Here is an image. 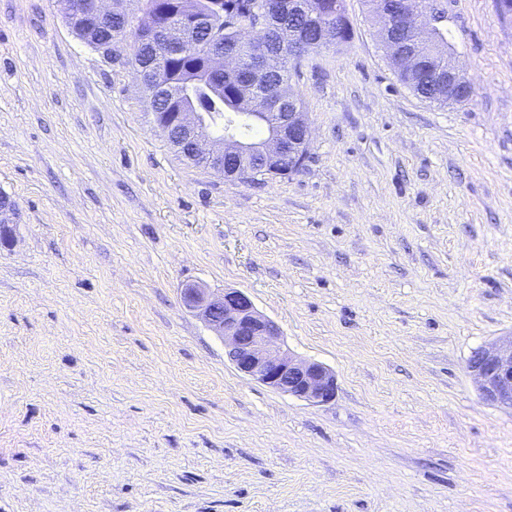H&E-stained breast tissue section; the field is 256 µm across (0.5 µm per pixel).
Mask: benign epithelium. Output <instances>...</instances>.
I'll use <instances>...</instances> for the list:
<instances>
[{"mask_svg":"<svg viewBox=\"0 0 512 512\" xmlns=\"http://www.w3.org/2000/svg\"><path fill=\"white\" fill-rule=\"evenodd\" d=\"M212 9L195 7L194 0H179L167 11L149 10L135 13L124 0H75L68 4L58 0L56 6L70 29L96 44L99 51L111 56L115 45L127 37L109 28L115 18L133 21L144 30L143 42L162 37L176 24L179 37L188 39L206 28L213 42L207 58L209 70L226 75H241L236 102L249 98L277 122L259 140L242 137L230 123L224 125V135L211 131L209 115L199 111L192 101L190 83L174 91L160 77L150 79L139 73L141 84L152 81L151 92L168 99L170 111L155 120L156 126L169 136L176 126L182 131L191 150L188 161L200 164L226 178L250 180L254 171L248 165L255 160L262 176H285L299 171L309 154L311 128L299 99L285 95L282 86H271L263 75L283 68L284 63L296 64L311 50H328L342 43L345 23H336V11L323 10L322 0H253L239 12L224 14L222 2L213 0ZM428 0H399L387 15V26L380 28L384 46L389 48V60L399 71H416L426 79L447 74L448 102L461 104L472 100V84L458 71L453 55L446 63L430 70L421 68L422 57L416 45L428 36L425 14ZM308 16L318 28V39L311 43L304 33L283 27L288 42V59L272 54L267 38L271 23L285 10ZM224 17L226 28L235 39L226 41L223 31L214 28V15ZM16 205L0 193V245L10 247L15 242ZM184 307L198 315L224 340V349L234 366L250 378L277 391L287 393L311 404L322 405L336 395V377L324 365L301 359L278 345L281 332L270 319L258 312L243 291L226 288L213 292L201 284L189 283L181 288ZM481 398L494 406L512 409V335L479 348L468 362Z\"/></svg>","mask_w":512,"mask_h":512,"instance_id":"benign-epithelium-1","label":"benign epithelium"}]
</instances>
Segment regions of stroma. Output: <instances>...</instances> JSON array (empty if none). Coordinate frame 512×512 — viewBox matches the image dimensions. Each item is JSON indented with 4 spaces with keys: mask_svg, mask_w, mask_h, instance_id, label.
I'll return each mask as SVG.
<instances>
[{
    "mask_svg": "<svg viewBox=\"0 0 512 512\" xmlns=\"http://www.w3.org/2000/svg\"><path fill=\"white\" fill-rule=\"evenodd\" d=\"M344 4L290 81L303 167L240 181L172 149L132 47L0 0V512H512V410L467 369L512 333V18L447 0L474 96L442 107ZM190 282L246 293L333 400L241 374ZM16 205L7 195L0 193V243L10 247L15 242Z\"/></svg>",
    "mask_w": 512,
    "mask_h": 512,
    "instance_id": "1",
    "label": "stroma"
}]
</instances>
